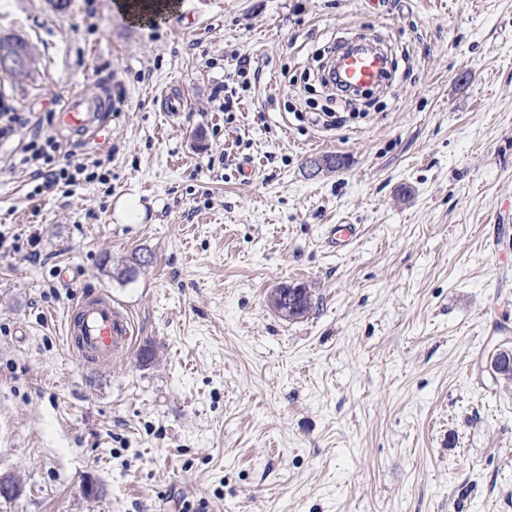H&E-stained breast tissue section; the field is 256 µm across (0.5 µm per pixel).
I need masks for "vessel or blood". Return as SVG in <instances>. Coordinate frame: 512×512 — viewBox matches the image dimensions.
Wrapping results in <instances>:
<instances>
[{
  "mask_svg": "<svg viewBox=\"0 0 512 512\" xmlns=\"http://www.w3.org/2000/svg\"><path fill=\"white\" fill-rule=\"evenodd\" d=\"M346 84L361 87L378 83L385 72V61L370 52H349L339 62ZM92 109L83 93L68 98L58 115L62 126L87 131L100 130L99 121L93 120ZM359 234L355 224H334L327 230L326 239L336 249L350 246ZM65 342L69 351L84 364L102 365L111 362L121 351L131 348L136 338L135 326L130 318L112 301L111 296L99 289L81 292L69 306L64 324Z\"/></svg>",
  "mask_w": 512,
  "mask_h": 512,
  "instance_id": "vessel-or-blood-1",
  "label": "vessel or blood"
}]
</instances>
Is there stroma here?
Segmentation results:
<instances>
[{
	"label": "stroma",
	"mask_w": 512,
	"mask_h": 512,
	"mask_svg": "<svg viewBox=\"0 0 512 512\" xmlns=\"http://www.w3.org/2000/svg\"><path fill=\"white\" fill-rule=\"evenodd\" d=\"M115 2L0 0L35 56L0 74V113L105 100L101 136L45 132L110 171L33 198L0 143V231L40 239L0 251V474L23 489L0 512H512V385L488 363L512 339V0H174L153 22ZM360 36L393 79L357 114L314 70ZM331 224L360 234L333 249ZM282 282L307 316L268 306ZM87 285L140 329L95 368L63 338Z\"/></svg>",
	"instance_id": "obj_1"
}]
</instances>
